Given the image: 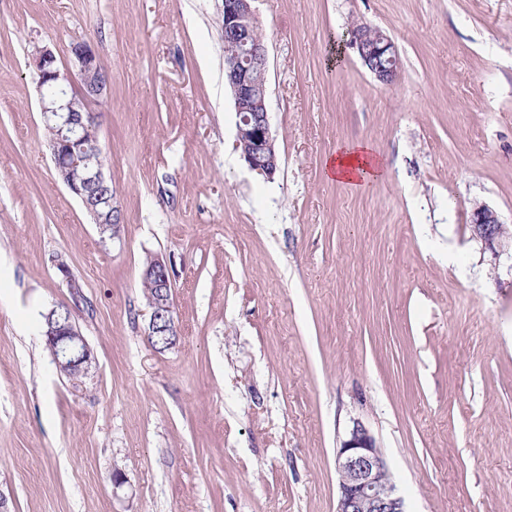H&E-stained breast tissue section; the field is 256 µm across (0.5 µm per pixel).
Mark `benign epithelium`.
Returning <instances> with one entry per match:
<instances>
[{"mask_svg": "<svg viewBox=\"0 0 512 512\" xmlns=\"http://www.w3.org/2000/svg\"><path fill=\"white\" fill-rule=\"evenodd\" d=\"M224 17V75L232 92L236 124V148L248 166L273 179L281 157L271 130L268 110V48L258 37L260 28L253 6L255 0H222ZM350 46L363 65L382 83L396 78L399 58L392 40L368 24L351 28ZM43 116L57 121L56 139L50 145L56 169L64 185L78 196L93 223L99 228L121 214L112 182L101 166L84 163L87 151L81 129L93 113L91 102L104 98L109 79L100 75V63L92 45L76 42L71 47L69 64L60 66L48 47L36 49L32 57ZM474 235L491 249L509 245L503 223L485 204H477L470 215ZM144 275L156 281V296L147 303L148 340L164 351L176 345L178 328L174 316L173 289L167 262L155 258ZM56 310L46 315V330L53 360L68 364L84 375L95 362L92 350L81 335L73 332L72 321H60ZM339 476L336 512H406L397 494L389 466L374 438L360 423H355L336 451Z\"/></svg>", "mask_w": 512, "mask_h": 512, "instance_id": "benign-epithelium-1", "label": "benign epithelium"}]
</instances>
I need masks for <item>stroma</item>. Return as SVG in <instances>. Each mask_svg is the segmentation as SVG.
Wrapping results in <instances>:
<instances>
[{"label":"stroma","mask_w":512,"mask_h":512,"mask_svg":"<svg viewBox=\"0 0 512 512\" xmlns=\"http://www.w3.org/2000/svg\"><path fill=\"white\" fill-rule=\"evenodd\" d=\"M274 179L235 147L222 0H0V494L9 512H336L353 421L407 512H512V0H256ZM395 43L379 82L352 24ZM90 42L124 224L59 180L31 57ZM378 151L367 189L326 179ZM166 258L176 347L148 341ZM81 286L74 302L69 280ZM59 304L95 365L56 368ZM121 474L122 486L112 477ZM325 176L353 187H364L381 174L380 161L367 143L340 146L324 165ZM470 224L474 235L489 248L503 250L508 247L503 223L489 206L476 204L471 211Z\"/></svg>","instance_id":"stroma-1"}]
</instances>
